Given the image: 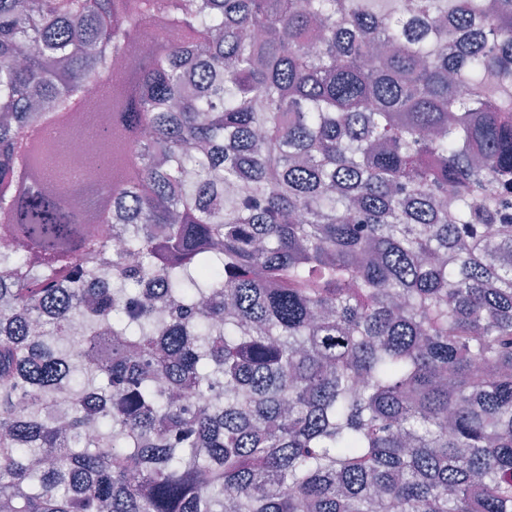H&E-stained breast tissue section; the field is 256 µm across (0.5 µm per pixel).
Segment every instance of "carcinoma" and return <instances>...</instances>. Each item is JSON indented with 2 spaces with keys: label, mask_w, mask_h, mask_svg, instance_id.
<instances>
[{
  "label": "carcinoma",
  "mask_w": 512,
  "mask_h": 512,
  "mask_svg": "<svg viewBox=\"0 0 512 512\" xmlns=\"http://www.w3.org/2000/svg\"><path fill=\"white\" fill-rule=\"evenodd\" d=\"M373 2L0 0V512H512V0Z\"/></svg>",
  "instance_id": "carcinoma-1"
}]
</instances>
